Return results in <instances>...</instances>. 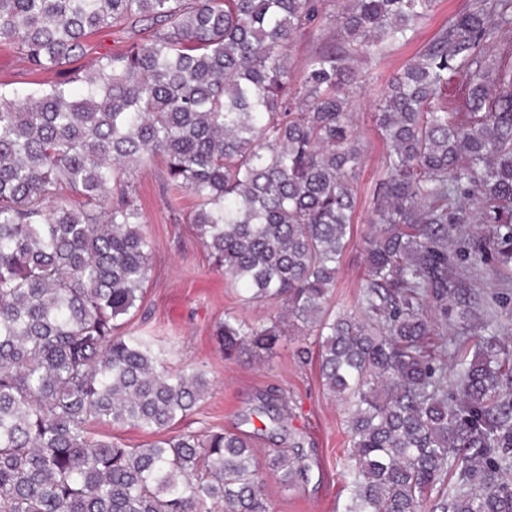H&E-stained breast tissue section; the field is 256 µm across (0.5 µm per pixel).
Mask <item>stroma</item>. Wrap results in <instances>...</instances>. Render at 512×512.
<instances>
[{
  "mask_svg": "<svg viewBox=\"0 0 512 512\" xmlns=\"http://www.w3.org/2000/svg\"><path fill=\"white\" fill-rule=\"evenodd\" d=\"M474 2L436 0L408 44L395 46L383 60L353 64L365 77V94L354 105L364 162L359 170L353 239L342 259L332 296L334 312L356 310L365 281V240L374 219L373 197L382 176L380 160L385 151L375 119L376 105L392 73ZM128 43L122 29L99 30L86 41L87 56L63 69L46 72L29 69L12 45L0 43V90L24 92L60 81L100 56L125 50ZM132 180L154 249L142 307L127 322L126 332L154 337L171 367L192 363L207 371L209 392L187 420V427L200 433L214 428L250 435L255 461L261 466L274 450L296 444L304 449L311 462L308 480L286 487L276 477H268L266 494L271 512H343L349 498L345 479L350 455L347 414L322 385L316 357L311 353L312 335L306 327L284 323L283 334L272 351L245 347L225 357L213 336L225 315L268 324L282 320L285 303L245 301L241 290L214 265L193 225L186 222L193 207L191 196H172L161 166L138 170ZM459 239L462 246L453 265L476 297L471 321L477 324L484 316H491L500 343L512 347V266L500 269L487 235L467 230ZM275 393L287 399L292 409L291 417L281 425L258 412Z\"/></svg>",
  "mask_w": 512,
  "mask_h": 512,
  "instance_id": "35a3bbf8",
  "label": "stroma"
}]
</instances>
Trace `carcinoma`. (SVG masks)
I'll return each mask as SVG.
<instances>
[{"label":"carcinoma","instance_id":"obj_1","mask_svg":"<svg viewBox=\"0 0 512 512\" xmlns=\"http://www.w3.org/2000/svg\"><path fill=\"white\" fill-rule=\"evenodd\" d=\"M433 2L343 0L331 15L326 0H0V41L34 71L104 28L131 40L0 93V512H271L268 474L308 479L298 446L264 471L244 434L167 435L209 382L123 330L152 270L130 177L158 163L196 198L189 223L224 274L316 331L323 386L348 407L345 512H422L449 475L432 512H512V355L489 321L484 346L447 363L439 327L469 292L449 268L457 225H493L512 263V80L492 84L479 57L512 27V0H477L389 80L367 279L358 311H330L362 164L349 61L385 57ZM327 29L337 45L293 80V40ZM458 75L466 111L451 112ZM281 335L235 316L216 330L226 354ZM92 422L156 440L99 439Z\"/></svg>","mask_w":512,"mask_h":512}]
</instances>
